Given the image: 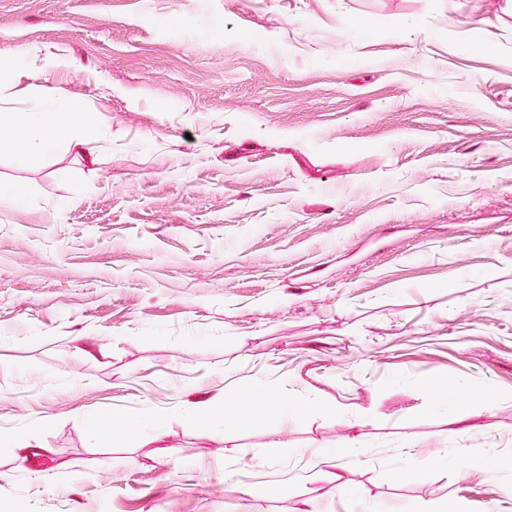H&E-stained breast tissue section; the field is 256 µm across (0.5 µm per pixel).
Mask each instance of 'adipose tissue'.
I'll use <instances>...</instances> for the list:
<instances>
[{
	"label": "adipose tissue",
	"instance_id": "adipose-tissue-1",
	"mask_svg": "<svg viewBox=\"0 0 512 512\" xmlns=\"http://www.w3.org/2000/svg\"><path fill=\"white\" fill-rule=\"evenodd\" d=\"M72 103L61 96L38 95L34 106L19 114H10L9 122L20 131L13 149L18 162H26L33 154L48 153L58 145L80 147L87 132L103 122L101 113L84 112L73 119Z\"/></svg>",
	"mask_w": 512,
	"mask_h": 512
}]
</instances>
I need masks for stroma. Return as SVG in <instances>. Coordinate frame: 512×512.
I'll return each mask as SVG.
<instances>
[{"label": "stroma", "instance_id": "1", "mask_svg": "<svg viewBox=\"0 0 512 512\" xmlns=\"http://www.w3.org/2000/svg\"><path fill=\"white\" fill-rule=\"evenodd\" d=\"M40 92L106 122L0 150V512H512V0H0Z\"/></svg>", "mask_w": 512, "mask_h": 512}]
</instances>
